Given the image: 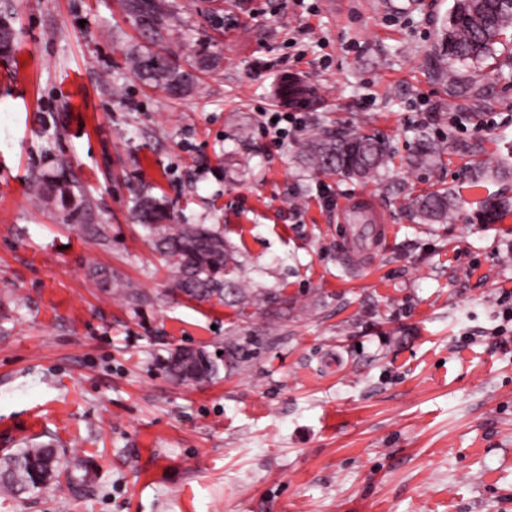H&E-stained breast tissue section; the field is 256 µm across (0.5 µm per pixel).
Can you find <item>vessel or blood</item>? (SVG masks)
Masks as SVG:
<instances>
[{
  "instance_id": "obj_1",
  "label": "vessel or blood",
  "mask_w": 512,
  "mask_h": 512,
  "mask_svg": "<svg viewBox=\"0 0 512 512\" xmlns=\"http://www.w3.org/2000/svg\"><path fill=\"white\" fill-rule=\"evenodd\" d=\"M336 217L347 233L342 248L344 262L351 269H359L362 259L377 249L390 227L371 196L366 194L346 199Z\"/></svg>"
}]
</instances>
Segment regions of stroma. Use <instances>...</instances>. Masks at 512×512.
Returning a JSON list of instances; mask_svg holds the SVG:
<instances>
[{
	"label": "stroma",
	"mask_w": 512,
	"mask_h": 512,
	"mask_svg": "<svg viewBox=\"0 0 512 512\" xmlns=\"http://www.w3.org/2000/svg\"><path fill=\"white\" fill-rule=\"evenodd\" d=\"M169 2V58H222L179 100L131 69L150 41L119 0H0L16 34L0 54V455L49 443L95 484L0 492V512H512V214L424 224L403 208L442 186L470 210L512 196L467 175L512 163V77L487 69L491 107L445 110L428 60L453 0H227L225 29L210 0ZM285 75L317 102L279 142L262 114ZM317 125L397 160L364 182L312 177ZM422 126L442 166H400ZM62 172L69 196L40 205L31 184ZM140 190L220 230L235 278L287 307L173 293ZM358 193L392 226L364 273L345 271L336 222ZM230 341L247 354L212 380L168 377L174 350ZM104 280L109 283L112 288L115 285V292L117 295L121 296L128 303H139L142 300L146 299L145 294H143L139 288H137L132 282L123 281L114 276V274L103 273Z\"/></svg>",
	"instance_id": "1"
}]
</instances>
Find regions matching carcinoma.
Returning a JSON list of instances; mask_svg holds the SVG:
<instances>
[{"label": "carcinoma", "instance_id": "cac0c4a2", "mask_svg": "<svg viewBox=\"0 0 512 512\" xmlns=\"http://www.w3.org/2000/svg\"><path fill=\"white\" fill-rule=\"evenodd\" d=\"M123 10L131 16L152 44L160 47L170 29L169 0H120ZM512 44V3L508 0H455L442 25L435 48L432 71L435 78L448 89V106L463 101V106L478 111L486 107L489 93L479 71L497 61L498 47ZM136 76L148 87H160L179 98L188 94L197 79L196 72L215 68L219 58L205 50L199 52L186 70L174 64L162 52L147 49L130 57ZM281 89L290 97L305 98L313 91L303 82L286 76ZM441 150L425 131L417 135L416 150L407 159L413 169L432 168L441 162ZM305 168L313 175H340L365 179L388 167L389 157L381 142L369 135L350 130L315 129L301 147ZM512 172L505 166H479L468 171L475 184L505 179ZM407 208L421 221L446 224L456 217L461 201L452 188L405 197ZM138 220L153 235L157 251L174 260L176 265L175 290L197 301L213 298L220 303L236 305L241 309H261L262 303L286 305L288 300L276 296L262 301L241 283L228 280L225 270L235 259L226 246L216 244L224 237L203 224H170L166 208L159 201L137 195ZM512 211L509 200L497 194H487L477 202L472 216L475 224H496ZM107 283L115 285V292L129 303L146 299L139 288L112 274H103ZM170 377L182 372L181 381L194 382L193 372L201 369L205 380L212 379L219 367L207 356L200 355L191 367L177 368L173 358L165 364ZM65 481H60V475ZM87 474L70 464L59 462L56 450L49 446L21 448L0 461V487L15 496L44 495L63 487L73 491L83 485Z\"/></svg>", "mask_w": 512, "mask_h": 512}]
</instances>
